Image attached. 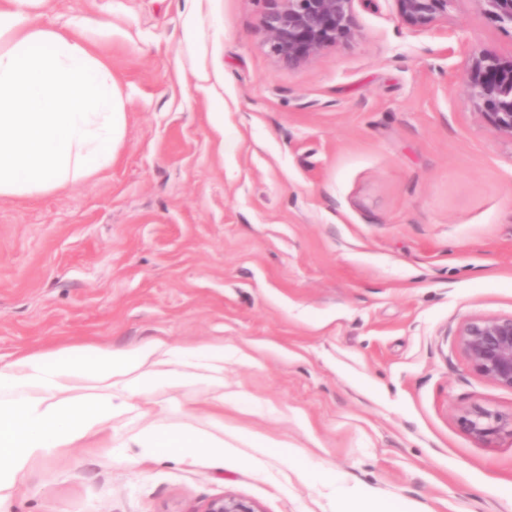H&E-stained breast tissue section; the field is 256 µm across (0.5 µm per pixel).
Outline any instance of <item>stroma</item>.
Wrapping results in <instances>:
<instances>
[{
  "instance_id": "35a3bbf8",
  "label": "stroma",
  "mask_w": 512,
  "mask_h": 512,
  "mask_svg": "<svg viewBox=\"0 0 512 512\" xmlns=\"http://www.w3.org/2000/svg\"><path fill=\"white\" fill-rule=\"evenodd\" d=\"M268 0H50L127 99L94 177L0 199V362L151 340L237 348L224 458L146 454L144 427L205 426L203 388L140 400L96 439L35 458L0 512H343L365 484L427 512H512V437L475 441L465 409L512 391L458 347L473 316L512 315V137L460 75L512 59L475 0L431 27L355 0L354 37L291 67L270 56ZM204 512H257V510L249 502L222 496L212 499Z\"/></svg>"
}]
</instances>
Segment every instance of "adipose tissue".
I'll list each match as a JSON object with an SVG mask.
<instances>
[{"mask_svg":"<svg viewBox=\"0 0 512 512\" xmlns=\"http://www.w3.org/2000/svg\"><path fill=\"white\" fill-rule=\"evenodd\" d=\"M44 0H0V199L31 198L87 180L111 165L127 100L111 68L68 31L42 24ZM224 348L162 341L114 351L98 345L36 352L0 364V493L32 458L111 426L134 399L158 389L204 387L224 404ZM212 430L152 424L157 455H224Z\"/></svg>","mask_w":512,"mask_h":512,"instance_id":"obj_1","label":"adipose tissue"}]
</instances>
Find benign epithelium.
Returning <instances> with one entry per match:
<instances>
[{
	"instance_id": "1",
	"label": "benign epithelium",
	"mask_w": 512,
	"mask_h": 512,
	"mask_svg": "<svg viewBox=\"0 0 512 512\" xmlns=\"http://www.w3.org/2000/svg\"><path fill=\"white\" fill-rule=\"evenodd\" d=\"M262 17L270 55L288 66H299L323 49L355 34L354 0H271ZM399 17L423 29L448 14L453 0H395ZM478 9L502 26L512 27V0H476ZM465 81L471 98L486 109L484 118L512 137V62L480 53L471 58ZM458 346L471 369L481 378L512 390V315L475 316L460 328ZM462 421L476 441L490 444L503 435L512 437V413L480 405L465 411ZM204 512H258L244 500L212 499Z\"/></svg>"
}]
</instances>
